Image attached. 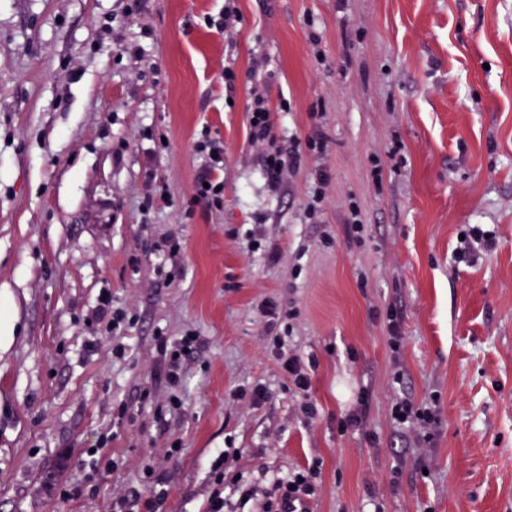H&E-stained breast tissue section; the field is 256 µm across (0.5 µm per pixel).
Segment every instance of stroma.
Returning a JSON list of instances; mask_svg holds the SVG:
<instances>
[{
	"label": "stroma",
	"instance_id": "35a3bbf8",
	"mask_svg": "<svg viewBox=\"0 0 512 512\" xmlns=\"http://www.w3.org/2000/svg\"><path fill=\"white\" fill-rule=\"evenodd\" d=\"M224 3L0 0V512H107L148 495V465L164 512H207L230 446L260 492L319 465L311 512H512V0H234L221 33ZM257 87L279 136L327 140L277 188L249 142ZM474 224L494 244L459 261ZM105 293L137 319L120 358ZM270 303L294 318L270 325ZM159 331L203 340L174 413ZM272 333L318 363L314 418ZM257 385L261 405L236 399ZM401 400L434 409L426 448ZM106 432L118 467L60 495ZM198 152H207L209 163L196 180L194 198L212 205H220L223 200L224 183L215 176V172L224 169V146L219 140L211 139L209 131L202 132V139L195 143ZM208 183L209 188L204 187Z\"/></svg>",
	"mask_w": 512,
	"mask_h": 512
}]
</instances>
